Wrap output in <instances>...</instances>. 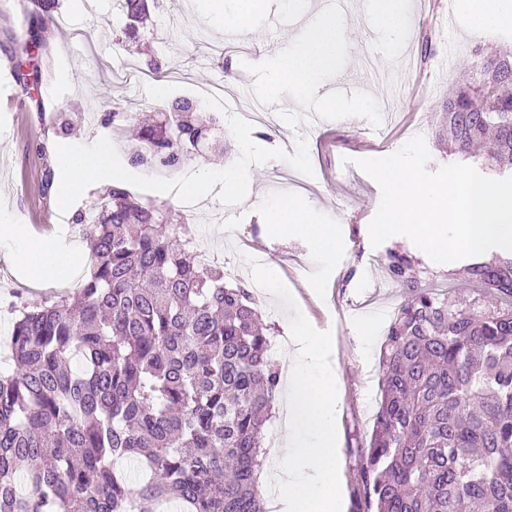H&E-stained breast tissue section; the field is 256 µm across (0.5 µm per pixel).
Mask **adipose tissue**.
<instances>
[{
	"instance_id": "ef3b65f1",
	"label": "adipose tissue",
	"mask_w": 512,
	"mask_h": 512,
	"mask_svg": "<svg viewBox=\"0 0 512 512\" xmlns=\"http://www.w3.org/2000/svg\"><path fill=\"white\" fill-rule=\"evenodd\" d=\"M344 31L328 10L310 18L296 38L293 50L273 59H258V68L269 71L271 84L288 82L303 90L313 89L328 71L335 69L337 51ZM56 172L53 193L58 206L67 207L89 183L109 185L126 179L129 168L111 151L74 147L54 152ZM270 235L280 236L289 228H301L322 255L336 250V229L312 223L300 200L284 196L266 218ZM0 244L9 258L36 285L47 282L66 285L85 269L83 244L59 248L52 239L36 236L25 225L0 212ZM289 356L285 397L281 403V437L271 454L274 471L260 474L262 486H275L289 512H336L340 503L338 450L336 448V376L327 357L329 339L297 327Z\"/></svg>"
}]
</instances>
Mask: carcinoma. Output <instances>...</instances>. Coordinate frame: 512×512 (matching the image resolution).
I'll return each mask as SVG.
<instances>
[{
    "instance_id": "obj_1",
    "label": "carcinoma",
    "mask_w": 512,
    "mask_h": 512,
    "mask_svg": "<svg viewBox=\"0 0 512 512\" xmlns=\"http://www.w3.org/2000/svg\"><path fill=\"white\" fill-rule=\"evenodd\" d=\"M160 0H116L125 40ZM42 0L35 28L57 23ZM448 92L455 153L512 167V54ZM38 66L17 65L33 98ZM143 128L128 163L175 169L218 126L189 98ZM187 218L123 185L74 212L90 269L73 297L17 309L0 370V512H265L256 486L281 373L252 291L200 260ZM410 290L381 346V394L356 512H512V254L471 258L468 297L421 286L416 257L389 250ZM135 461L137 488L116 466Z\"/></svg>"
}]
</instances>
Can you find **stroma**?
<instances>
[{
    "mask_svg": "<svg viewBox=\"0 0 512 512\" xmlns=\"http://www.w3.org/2000/svg\"><path fill=\"white\" fill-rule=\"evenodd\" d=\"M323 2L267 0L265 9L253 14L249 34L237 40L207 21V0H162L161 8L152 13L156 37L149 54L166 61V68L158 73L142 68L123 77L119 71L128 50L120 33L124 19L114 0H60L65 24L40 33L43 47L37 64L42 81L37 100L21 112L0 104V210L31 232L56 235L57 227L43 225L45 216L57 215L59 209L44 188L50 165L38 146L108 144L113 153L127 157L125 142L104 139L114 109L151 115L158 110L159 93L189 97L223 84V102L201 106L219 117L220 142L192 156L181 170L187 173L208 166L239 170L249 197L226 198L222 182H215L207 199L192 204L188 225L201 250L214 254L225 271L236 272L250 285L255 282V246H265V258L276 264L277 278L257 303L272 338L291 333L299 324L330 337L341 399L337 440L344 508L353 512L358 470L380 395L379 355L387 323L352 320L349 309L364 302L393 312L407 289L391 286L383 264L385 254L396 247L417 253L406 238L392 237L372 246L369 224L380 204L381 189L356 161L389 155L420 134L431 155L429 170L452 164L438 138L448 91L475 62V49L490 56L511 48L512 27L487 35L458 10L452 27L445 29L439 19L448 0H404L402 18L391 29L383 25L372 0H349L335 71L325 73L310 92L289 83L270 86L265 73L252 67V59L292 50L298 30ZM28 39L13 7L1 6L0 68L25 60ZM370 62L394 65L392 83L400 90L394 105L396 118L385 139L374 142L367 141L365 130L376 124L384 106L381 86L364 71ZM58 88L64 90L65 100L56 98ZM89 96L101 105L97 118L77 123L76 109ZM233 100L261 102L270 115L266 123L253 126L258 146L246 159L238 153L239 130L229 106ZM312 112L320 116L314 128L307 124ZM292 166L307 174L310 186L301 195L310 218L336 227V252L330 257L315 254L303 234L276 238L267 232L265 214L279 196L268 187L271 172ZM173 181L168 172L140 167L127 186L142 201L179 209L183 203L178 191L165 197L157 193L159 185ZM417 255L428 273L429 286L448 287L447 264ZM57 291L53 284L31 286L0 250V356L12 329L4 306L32 305ZM364 331L372 337L366 346L358 339Z\"/></svg>",
    "mask_w": 512,
    "mask_h": 512,
    "instance_id": "obj_1",
    "label": "stroma"
}]
</instances>
